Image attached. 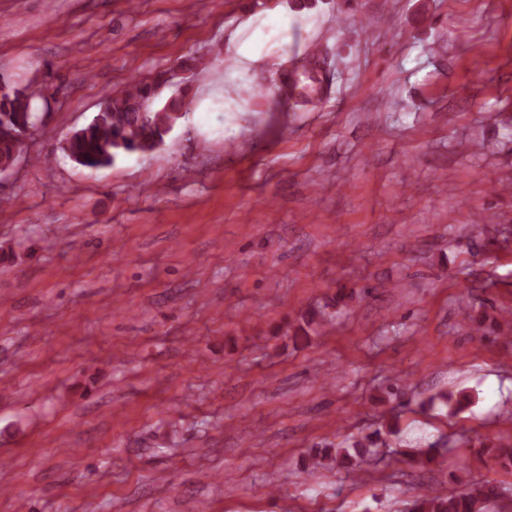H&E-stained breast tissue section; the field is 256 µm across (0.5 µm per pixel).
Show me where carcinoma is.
<instances>
[{"instance_id": "1", "label": "carcinoma", "mask_w": 512, "mask_h": 512, "mask_svg": "<svg viewBox=\"0 0 512 512\" xmlns=\"http://www.w3.org/2000/svg\"><path fill=\"white\" fill-rule=\"evenodd\" d=\"M134 92L112 95L103 109L78 133L68 139L65 153L78 165L98 169L112 165L124 153L145 152L163 142L189 108L183 98H174L163 107L154 105L153 87L133 83ZM47 88L31 87L25 92H6L0 97V120L14 128L37 125V102L46 101ZM496 495L490 483L472 484L448 495L425 493L417 496L410 512H483L485 503Z\"/></svg>"}]
</instances>
